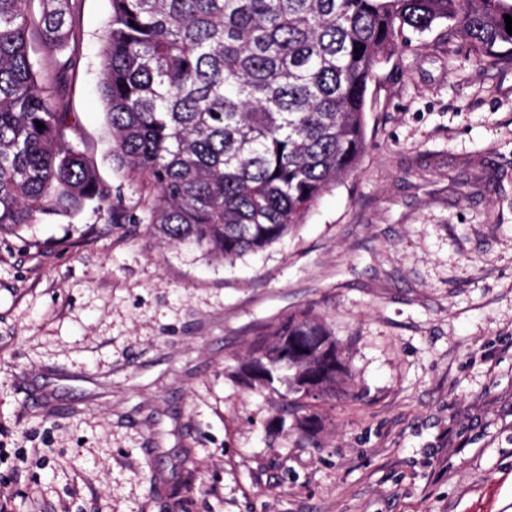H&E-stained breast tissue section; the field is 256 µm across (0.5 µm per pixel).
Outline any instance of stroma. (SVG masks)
<instances>
[{
    "label": "stroma",
    "instance_id": "1",
    "mask_svg": "<svg viewBox=\"0 0 512 512\" xmlns=\"http://www.w3.org/2000/svg\"><path fill=\"white\" fill-rule=\"evenodd\" d=\"M109 14L79 2L64 108L124 218L88 208L0 235V503L512 512V62L444 24L405 29L369 85L354 173L229 264L160 238L112 164ZM304 308L352 371L318 448L277 413L282 393L242 376L252 342Z\"/></svg>",
    "mask_w": 512,
    "mask_h": 512
}]
</instances>
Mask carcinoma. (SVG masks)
Segmentation results:
<instances>
[{
    "instance_id": "cac0c4a2",
    "label": "carcinoma",
    "mask_w": 512,
    "mask_h": 512,
    "mask_svg": "<svg viewBox=\"0 0 512 512\" xmlns=\"http://www.w3.org/2000/svg\"><path fill=\"white\" fill-rule=\"evenodd\" d=\"M78 2L0 0V234L90 204L114 216L112 189L70 141L62 106ZM109 2L101 99L112 162L147 192L163 238L226 262L277 242L354 171L369 83L404 28L446 23L482 58L512 61L509 0ZM248 372L269 390L287 384L281 410L307 442L321 429L318 405L351 379L310 309L256 341Z\"/></svg>"
}]
</instances>
